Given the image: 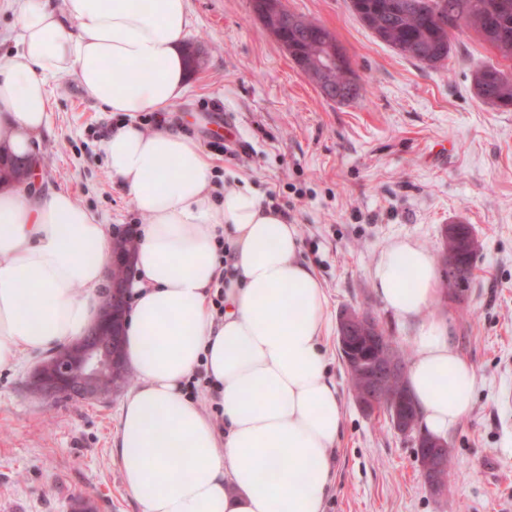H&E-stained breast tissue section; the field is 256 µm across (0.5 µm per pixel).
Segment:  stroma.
I'll use <instances>...</instances> for the list:
<instances>
[{"instance_id": "obj_1", "label": "stroma", "mask_w": 512, "mask_h": 512, "mask_svg": "<svg viewBox=\"0 0 512 512\" xmlns=\"http://www.w3.org/2000/svg\"><path fill=\"white\" fill-rule=\"evenodd\" d=\"M325 26L346 53L359 98L326 100L264 29L253 0H190L187 39L206 57L170 119L206 146L232 125L233 156L209 152L215 197L249 185L298 224L303 258L331 316L365 309L407 355L411 325L386 309L370 270L393 239L412 238L440 258L443 230L471 225L479 256L464 298L439 294L444 319L475 366L470 413L448 431L454 467L444 496L428 489L412 438L386 413L357 407L336 336L330 374L344 406L325 512H512V110L480 103L472 76L498 63L466 28L451 36L448 65L431 69L378 40L350 0H284ZM52 124L39 147L38 189H63L118 233L145 222L112 186L99 148L116 118L74 76L50 83ZM45 352L0 368V512H141L115 448L125 390L93 403L29 390Z\"/></svg>"}]
</instances>
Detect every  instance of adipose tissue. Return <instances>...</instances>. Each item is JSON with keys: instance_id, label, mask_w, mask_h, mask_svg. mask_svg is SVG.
I'll use <instances>...</instances> for the list:
<instances>
[{"instance_id": "ef3b65f1", "label": "adipose tissue", "mask_w": 512, "mask_h": 512, "mask_svg": "<svg viewBox=\"0 0 512 512\" xmlns=\"http://www.w3.org/2000/svg\"><path fill=\"white\" fill-rule=\"evenodd\" d=\"M17 49L0 59V139L31 156L51 121L48 81L75 75L124 114L101 143L112 181L147 219L133 255L124 360L140 380L119 416L118 460L142 512H324L343 407L328 370L325 290L300 258L296 224L249 187L214 198L200 145L142 112L188 91L189 0H6ZM229 246L222 256L220 246ZM108 225L69 192L0 191V368L62 347L96 323ZM383 305L414 328L406 373L426 433L469 414L477 373L428 316L432 255L399 237L371 269ZM223 308H216V295ZM203 373L216 427L186 388Z\"/></svg>"}]
</instances>
